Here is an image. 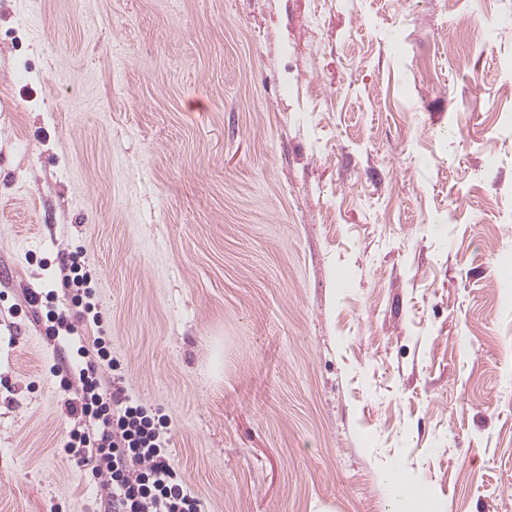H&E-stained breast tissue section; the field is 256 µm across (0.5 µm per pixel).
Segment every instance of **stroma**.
Here are the masks:
<instances>
[{"label": "stroma", "mask_w": 512, "mask_h": 512, "mask_svg": "<svg viewBox=\"0 0 512 512\" xmlns=\"http://www.w3.org/2000/svg\"><path fill=\"white\" fill-rule=\"evenodd\" d=\"M511 59L512 0H0V512H112L79 249L201 512H512ZM84 252L81 250L71 258L61 264L62 284L67 291L72 305L76 308L81 307L83 315H90L95 309L91 301L93 298V289L89 286L91 278L85 270ZM50 310L47 320L51 325H47L45 328L46 335L53 341L65 339L71 341L74 328L71 323H68V319L65 315L59 313H51Z\"/></svg>", "instance_id": "obj_1"}]
</instances>
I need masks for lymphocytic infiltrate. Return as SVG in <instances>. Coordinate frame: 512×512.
Masks as SVG:
<instances>
[{
	"instance_id": "f902f5d3",
	"label": "lymphocytic infiltrate",
	"mask_w": 512,
	"mask_h": 512,
	"mask_svg": "<svg viewBox=\"0 0 512 512\" xmlns=\"http://www.w3.org/2000/svg\"><path fill=\"white\" fill-rule=\"evenodd\" d=\"M61 274L72 305L92 314L93 290L83 253L62 263ZM77 354L85 365L66 409L81 424L71 430L66 454L103 478L112 512H200L198 497L170 462L167 418L128 396L121 376L103 378L101 366L112 362L110 337L82 342Z\"/></svg>"
}]
</instances>
